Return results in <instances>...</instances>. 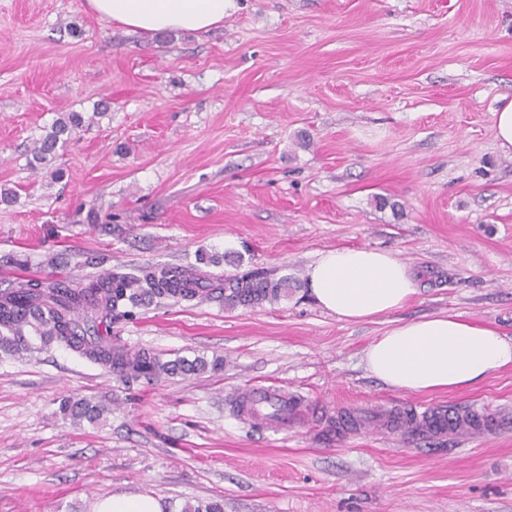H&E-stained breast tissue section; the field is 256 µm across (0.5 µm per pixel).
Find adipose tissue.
<instances>
[{"mask_svg": "<svg viewBox=\"0 0 512 512\" xmlns=\"http://www.w3.org/2000/svg\"><path fill=\"white\" fill-rule=\"evenodd\" d=\"M227 0H87L99 17L153 35L223 25ZM316 304L343 321H370L403 309L416 292L413 271L392 252L341 247L322 252L307 272ZM365 368L400 392L473 388L512 366V341L458 315L398 322L364 352Z\"/></svg>", "mask_w": 512, "mask_h": 512, "instance_id": "obj_1", "label": "adipose tissue"}]
</instances>
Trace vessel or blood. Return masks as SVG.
I'll return each instance as SVG.
<instances>
[{
	"instance_id": "obj_1",
	"label": "vessel or blood",
	"mask_w": 512,
	"mask_h": 512,
	"mask_svg": "<svg viewBox=\"0 0 512 512\" xmlns=\"http://www.w3.org/2000/svg\"><path fill=\"white\" fill-rule=\"evenodd\" d=\"M303 404L299 396L283 391L274 385L252 384L243 392L238 401L243 418L262 424L271 433L287 429ZM388 421L402 429H417L430 434L453 439L464 438L467 430L482 434L494 433L499 424L498 415H478L471 423H464L458 410L445 406L432 407L426 404L415 406L414 410H393Z\"/></svg>"
}]
</instances>
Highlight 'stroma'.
<instances>
[{
  "instance_id": "1",
  "label": "stroma",
  "mask_w": 512,
  "mask_h": 512,
  "mask_svg": "<svg viewBox=\"0 0 512 512\" xmlns=\"http://www.w3.org/2000/svg\"><path fill=\"white\" fill-rule=\"evenodd\" d=\"M506 97L512 0H229L218 28L151 37L86 0H0V190L15 193L0 289L147 263L299 282L256 307L169 301L113 324V344L165 361L223 359L202 374L127 385L55 344L0 357V512H92L116 493L167 512H512V367L409 393L363 363L423 316L512 340V154L493 131ZM67 112L90 122L59 149L57 182L28 161ZM359 246L391 251L417 292L348 323L304 281L322 251ZM254 382L304 395L308 420L277 435L240 420ZM83 397L107 407L98 423L61 413ZM419 403L504 418L465 444L375 434L376 409Z\"/></svg>"
}]
</instances>
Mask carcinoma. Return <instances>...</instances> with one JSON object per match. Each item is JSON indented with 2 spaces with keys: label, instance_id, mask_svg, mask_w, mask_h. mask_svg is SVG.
Returning a JSON list of instances; mask_svg holds the SVG:
<instances>
[{
  "label": "carcinoma",
  "instance_id": "cac0c4a2",
  "mask_svg": "<svg viewBox=\"0 0 512 512\" xmlns=\"http://www.w3.org/2000/svg\"><path fill=\"white\" fill-rule=\"evenodd\" d=\"M80 112L61 115L35 142L32 168L48 166L58 149L72 133L85 125ZM292 281L275 279L263 269H253L229 279L199 277L189 269L147 264L131 272L114 270L89 275L82 281L51 280L21 282L0 290V353L30 355L38 345L56 342L88 360L105 365L130 383L162 375H191L203 372L208 363L202 358H178L162 362L145 350L116 346L98 335L103 318L117 322L131 315L132 309L162 304L167 300L193 301L223 298L227 308L255 307L288 297ZM62 411L74 422L99 421L105 407L91 400H69Z\"/></svg>",
  "mask_w": 512,
  "mask_h": 512
}]
</instances>
